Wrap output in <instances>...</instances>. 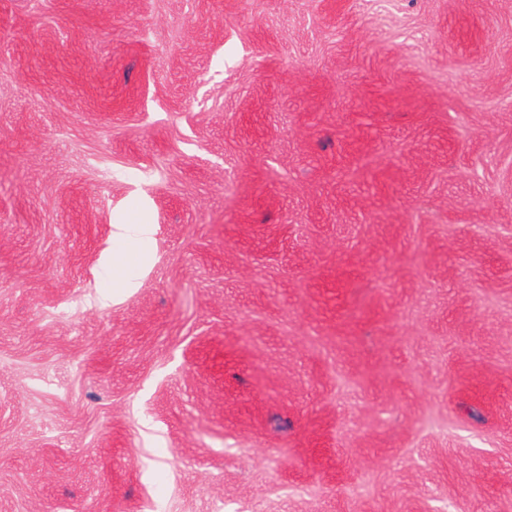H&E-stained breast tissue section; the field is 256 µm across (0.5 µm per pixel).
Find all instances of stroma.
Wrapping results in <instances>:
<instances>
[{"mask_svg": "<svg viewBox=\"0 0 512 512\" xmlns=\"http://www.w3.org/2000/svg\"><path fill=\"white\" fill-rule=\"evenodd\" d=\"M0 512H512V0H0ZM113 229V239L115 237L121 242L135 240L143 243L153 234V225L150 224H117Z\"/></svg>", "mask_w": 512, "mask_h": 512, "instance_id": "35a3bbf8", "label": "stroma"}]
</instances>
